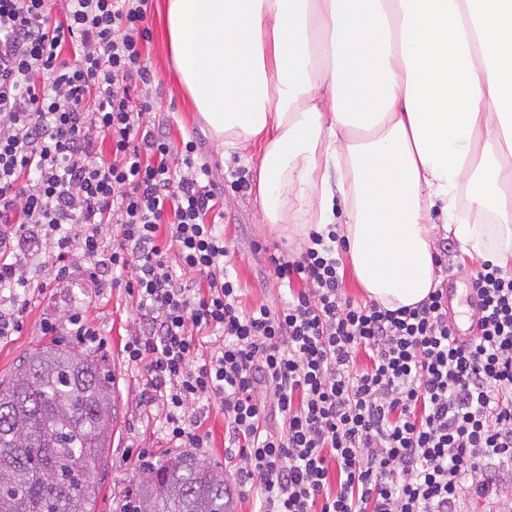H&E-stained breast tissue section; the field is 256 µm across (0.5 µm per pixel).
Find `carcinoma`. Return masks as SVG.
<instances>
[{"instance_id":"carcinoma-1","label":"carcinoma","mask_w":512,"mask_h":512,"mask_svg":"<svg viewBox=\"0 0 512 512\" xmlns=\"http://www.w3.org/2000/svg\"><path fill=\"white\" fill-rule=\"evenodd\" d=\"M96 356L46 346L0 380V512H95L90 471L111 447L116 401ZM127 512H229L224 468L190 454L143 467Z\"/></svg>"}]
</instances>
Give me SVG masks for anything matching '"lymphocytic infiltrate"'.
Segmentation results:
<instances>
[{
    "mask_svg": "<svg viewBox=\"0 0 512 512\" xmlns=\"http://www.w3.org/2000/svg\"><path fill=\"white\" fill-rule=\"evenodd\" d=\"M65 2L56 20L47 0H0V338L23 328L32 256L56 280L82 262L135 301L139 405L203 448L193 410L217 400L259 512H462L469 494L512 512V274L481 262L478 331L460 340L447 288L394 310L344 298L332 227L298 256L268 251L292 292L244 311L209 215L248 182L212 181L195 141L145 129L148 0Z\"/></svg>",
    "mask_w": 512,
    "mask_h": 512,
    "instance_id": "f902f5d3",
    "label": "lymphocytic infiltrate"
}]
</instances>
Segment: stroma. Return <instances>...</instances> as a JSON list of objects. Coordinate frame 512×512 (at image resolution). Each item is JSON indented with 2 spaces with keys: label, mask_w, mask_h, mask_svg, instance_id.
<instances>
[{
  "label": "stroma",
  "mask_w": 512,
  "mask_h": 512,
  "mask_svg": "<svg viewBox=\"0 0 512 512\" xmlns=\"http://www.w3.org/2000/svg\"><path fill=\"white\" fill-rule=\"evenodd\" d=\"M166 2L153 0L147 22L149 37L142 46L153 74L149 88L153 108L146 117L148 125L166 128L176 144L196 140L199 159L210 165L215 180L225 181L231 171L237 169L252 171L253 165L245 153L218 146L182 88L169 52L164 25ZM256 197L252 187L243 194L229 191L219 204L224 213V238L230 247L233 273L242 288V306L246 309L263 304L276 306L288 297L287 287L267 264L265 253L255 251V244H276L295 254L306 244L305 238H288L262 224ZM434 247L448 251V274L456 278L459 285L449 304V312L459 327H466L476 303L464 285L474 276L479 260L465 253L457 240L442 234L436 236ZM31 266L36 279L44 281L46 288L34 295L21 334L0 341V380L10 377L22 356L48 344L49 339L41 330L43 318L63 317L73 305L86 309L89 322L105 340L98 355L113 379L117 405V422L106 465L95 473L102 484L96 512H117L126 488L131 487L141 473L138 451L147 450L153 463L175 451L173 443L163 434L161 414L145 411L136 404L135 397L144 382V374L127 369L124 363L123 345L137 317L135 302L124 288L113 286L110 275L92 281L83 268L76 265L68 279L56 283L49 280L43 257H33ZM204 430L208 434V445L197 449V456L221 464L227 479L233 482L240 462L224 456V416L218 406H211Z\"/></svg>",
  "instance_id": "35a3bbf8"
}]
</instances>
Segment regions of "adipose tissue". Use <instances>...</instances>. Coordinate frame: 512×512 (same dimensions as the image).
<instances>
[{"mask_svg":"<svg viewBox=\"0 0 512 512\" xmlns=\"http://www.w3.org/2000/svg\"><path fill=\"white\" fill-rule=\"evenodd\" d=\"M166 25L213 138L256 152L263 222L338 224L369 299H426L440 230L512 263V0H167Z\"/></svg>","mask_w":512,"mask_h":512,"instance_id":"1","label":"adipose tissue"}]
</instances>
